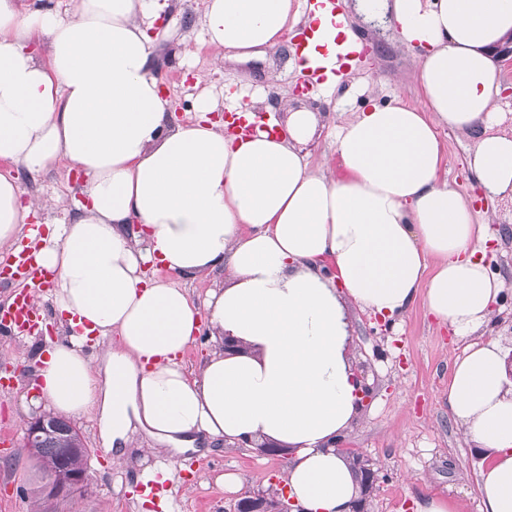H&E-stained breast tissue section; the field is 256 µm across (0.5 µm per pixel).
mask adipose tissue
Here are the masks:
<instances>
[{"instance_id": "adipose-tissue-1", "label": "adipose tissue", "mask_w": 512, "mask_h": 512, "mask_svg": "<svg viewBox=\"0 0 512 512\" xmlns=\"http://www.w3.org/2000/svg\"><path fill=\"white\" fill-rule=\"evenodd\" d=\"M161 0H73L67 17L0 0V161L33 175L67 160L87 177L71 222L35 223L56 199L22 202L0 172V247L38 243L54 271L62 333L36 351L31 406L91 418L112 463L142 434L143 480L169 478L203 442L288 453L300 512H352L359 484L338 443L360 415L348 304L387 321L415 303L466 340L448 381L453 422L485 459L480 512H512V382L498 342L477 341L502 291L477 252L486 225L441 174V130L476 133L469 169L512 199V131L495 102L493 49L512 0H357L420 52L421 102L372 105L336 129L342 176L301 147L319 115L224 135L205 115L171 122L148 34ZM302 0H207L208 45L234 58L314 22ZM42 38L46 57L30 50ZM167 278L147 279L145 265ZM221 273L202 302L187 280ZM197 371L183 356L199 339ZM233 340L235 350L224 348Z\"/></svg>"}]
</instances>
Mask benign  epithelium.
Instances as JSON below:
<instances>
[{"instance_id": "benign-epithelium-1", "label": "benign epithelium", "mask_w": 512, "mask_h": 512, "mask_svg": "<svg viewBox=\"0 0 512 512\" xmlns=\"http://www.w3.org/2000/svg\"><path fill=\"white\" fill-rule=\"evenodd\" d=\"M73 426L63 427L56 417L49 413L36 414L27 422L24 447L35 448L45 438H56L64 445L59 448L58 466L47 471L45 489L51 498H65L80 490L88 478V452L85 444L76 436ZM363 498L356 510L365 509L378 480L377 472L361 466ZM235 512H290V507L278 502V498L269 491L257 490L241 498Z\"/></svg>"}]
</instances>
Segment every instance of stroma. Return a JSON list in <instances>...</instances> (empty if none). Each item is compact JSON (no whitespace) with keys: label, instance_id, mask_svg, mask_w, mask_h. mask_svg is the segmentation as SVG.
<instances>
[{"label":"stroma","instance_id":"stroma-1","mask_svg":"<svg viewBox=\"0 0 512 512\" xmlns=\"http://www.w3.org/2000/svg\"><path fill=\"white\" fill-rule=\"evenodd\" d=\"M160 14L162 38L155 66L164 77L163 92L175 101V120H195V96L207 88L218 97L219 109L211 113L222 120L225 91H245L247 97L276 96L295 99L303 108L320 113L316 135L303 152L311 165L335 163L333 133L355 112L374 103L399 99L409 105L420 102L417 76L419 60L402 45L385 23H369L354 12V0H344V13L365 52L356 68L343 76L336 89L346 95L340 111L328 109L327 91L305 87L293 69L289 44L263 57L217 64L218 51L202 41L201 19L206 0H166ZM443 174L462 193L478 222L487 224L486 261L503 283L485 339L498 341L512 351V202L493 203L482 197L471 177L466 158L471 137L441 131ZM16 176L23 198L72 199L83 181L67 161H59L39 176L0 162V172ZM356 361L371 382L372 399L344 441L370 459L378 471L377 488L367 502V512H414L416 499L426 494H449L460 512H477L482 456L468 442L448 415V380L452 366L463 352L464 340L415 304L400 324L376 321L370 313L350 307ZM34 343L21 336L0 348V365L24 363V371L10 391L0 392V429L22 441L29 414L21 396L34 380L29 367ZM74 425L90 447L88 484L68 498L51 499L42 493L40 460L23 448L0 452V512H161L156 503H142L140 481L134 474L116 469L107 454L98 453L96 426L87 418ZM287 467L285 457L259 454L253 448L213 451L175 464L173 478L164 488L173 512H234L238 494L225 492L218 476L235 473L243 490H265L280 484Z\"/></svg>","mask_w":512,"mask_h":512}]
</instances>
